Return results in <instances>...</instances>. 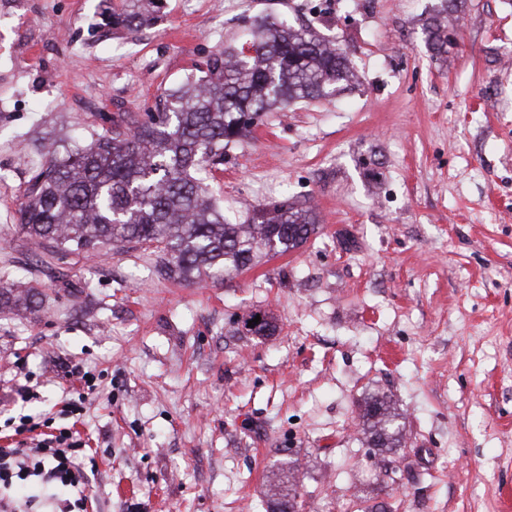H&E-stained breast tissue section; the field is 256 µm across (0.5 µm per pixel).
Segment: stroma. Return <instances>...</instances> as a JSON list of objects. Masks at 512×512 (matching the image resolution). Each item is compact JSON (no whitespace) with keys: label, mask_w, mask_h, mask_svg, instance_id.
Returning <instances> with one entry per match:
<instances>
[{"label":"stroma","mask_w":512,"mask_h":512,"mask_svg":"<svg viewBox=\"0 0 512 512\" xmlns=\"http://www.w3.org/2000/svg\"><path fill=\"white\" fill-rule=\"evenodd\" d=\"M440 5L160 0L124 34L110 0H0V288L45 296L0 313V448L10 417L78 432L86 512H265L286 458L311 512H512V0H466L436 56L423 23ZM261 18L335 42L356 81L263 113L206 183L238 224L313 207L316 236L220 284L173 280L140 246L30 243L19 210L51 143L161 110ZM257 311L275 336L244 329ZM375 393L394 395L404 441L372 456ZM9 495L53 512L69 492Z\"/></svg>","instance_id":"35a3bbf8"}]
</instances>
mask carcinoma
<instances>
[{
  "label": "carcinoma",
  "mask_w": 512,
  "mask_h": 512,
  "mask_svg": "<svg viewBox=\"0 0 512 512\" xmlns=\"http://www.w3.org/2000/svg\"><path fill=\"white\" fill-rule=\"evenodd\" d=\"M157 0H116L112 27L135 33L156 22ZM427 43L448 52V30L438 17ZM250 58L226 50L206 71L167 94L166 110L138 123L125 112L102 116L111 127L89 142L50 153L31 178L19 222L37 245L91 254L134 244L160 253L165 275L183 282L222 280L259 258L285 254L317 233L312 209L287 200L259 208L249 224L224 215L197 173L224 157V144L251 133L264 112L296 101H316L353 76L330 41L285 21L262 22ZM42 306L31 288H1L0 309L34 313ZM400 413L391 395H373L361 409L360 433L370 448H397ZM296 466L269 475L266 512H288L299 495Z\"/></svg>",
  "instance_id": "obj_1"
}]
</instances>
